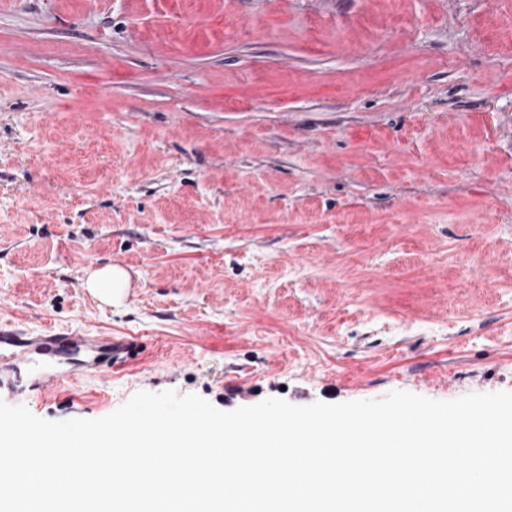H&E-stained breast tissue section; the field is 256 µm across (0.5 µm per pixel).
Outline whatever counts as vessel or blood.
Returning a JSON list of instances; mask_svg holds the SVG:
<instances>
[{"label":"vessel or blood","instance_id":"1","mask_svg":"<svg viewBox=\"0 0 512 512\" xmlns=\"http://www.w3.org/2000/svg\"><path fill=\"white\" fill-rule=\"evenodd\" d=\"M136 350V340L128 337L102 340L75 332L26 336L19 330L0 326V360L15 368L28 363L34 354L76 356L88 351L99 356H107L113 367L117 368Z\"/></svg>","mask_w":512,"mask_h":512}]
</instances>
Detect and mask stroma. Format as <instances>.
<instances>
[{
    "mask_svg": "<svg viewBox=\"0 0 512 512\" xmlns=\"http://www.w3.org/2000/svg\"><path fill=\"white\" fill-rule=\"evenodd\" d=\"M1 323L141 343L49 421L512 391V0H0ZM86 286L95 297L113 303L125 295L130 279L125 269L112 266L93 271Z\"/></svg>",
    "mask_w": 512,
    "mask_h": 512,
    "instance_id": "35a3bbf8",
    "label": "stroma"
}]
</instances>
